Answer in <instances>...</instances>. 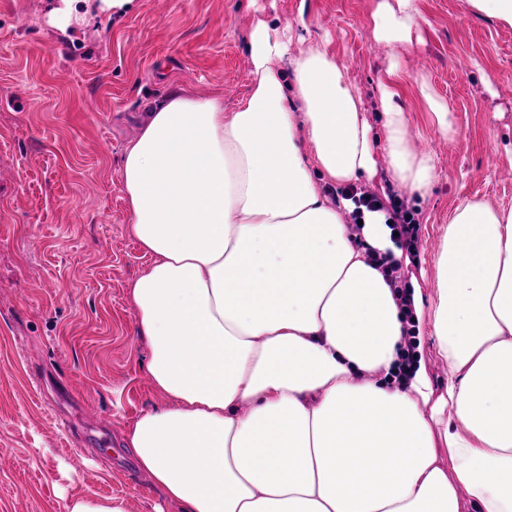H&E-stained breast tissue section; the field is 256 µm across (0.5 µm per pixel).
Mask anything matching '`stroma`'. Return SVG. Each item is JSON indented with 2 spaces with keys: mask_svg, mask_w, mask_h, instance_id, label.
Segmentation results:
<instances>
[{
  "mask_svg": "<svg viewBox=\"0 0 512 512\" xmlns=\"http://www.w3.org/2000/svg\"><path fill=\"white\" fill-rule=\"evenodd\" d=\"M378 2L136 0L68 26L48 0H0V512H65L79 493L174 512L126 445L133 422L170 400L145 370L130 299L149 259L129 232L122 156L172 90L234 108L257 22L293 52L328 42L375 127L398 62L409 133L436 167L428 194L404 199L420 225L404 273L424 297L456 210L512 208V26L468 0H417L412 43L386 44L372 35ZM425 86L448 105L452 136L433 125ZM415 355L433 381L447 377L423 316Z\"/></svg>",
  "mask_w": 512,
  "mask_h": 512,
  "instance_id": "stroma-1",
  "label": "stroma"
}]
</instances>
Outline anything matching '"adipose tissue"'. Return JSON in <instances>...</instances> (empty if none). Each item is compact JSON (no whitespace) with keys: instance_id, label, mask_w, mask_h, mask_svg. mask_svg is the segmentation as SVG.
<instances>
[{"instance_id":"ef3b65f1","label":"adipose tissue","mask_w":512,"mask_h":512,"mask_svg":"<svg viewBox=\"0 0 512 512\" xmlns=\"http://www.w3.org/2000/svg\"><path fill=\"white\" fill-rule=\"evenodd\" d=\"M134 0H61L66 23ZM415 0H379L383 43H406ZM252 82L233 110L172 91L122 159L130 233L151 259L131 289L146 369L172 406L127 443L178 512H512V209L458 208L430 305L448 378L400 385L403 324L372 261L384 212L329 189L429 192L397 67L373 131L346 68L322 44L289 53L258 24Z\"/></svg>"}]
</instances>
